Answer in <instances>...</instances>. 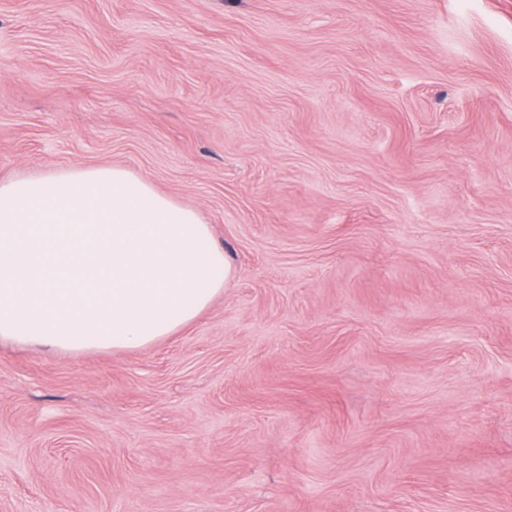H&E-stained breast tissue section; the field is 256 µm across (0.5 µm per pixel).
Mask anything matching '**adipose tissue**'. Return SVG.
I'll list each match as a JSON object with an SVG mask.
<instances>
[{
    "mask_svg": "<svg viewBox=\"0 0 512 512\" xmlns=\"http://www.w3.org/2000/svg\"><path fill=\"white\" fill-rule=\"evenodd\" d=\"M233 276L194 210L123 167L0 179V341L138 349L194 320Z\"/></svg>",
    "mask_w": 512,
    "mask_h": 512,
    "instance_id": "ef3b65f1",
    "label": "adipose tissue"
}]
</instances>
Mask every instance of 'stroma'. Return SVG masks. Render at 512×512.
Instances as JSON below:
<instances>
[{
	"label": "stroma",
	"mask_w": 512,
	"mask_h": 512,
	"mask_svg": "<svg viewBox=\"0 0 512 512\" xmlns=\"http://www.w3.org/2000/svg\"><path fill=\"white\" fill-rule=\"evenodd\" d=\"M70 164L235 273L0 344V512H512V0H0V178Z\"/></svg>",
	"instance_id": "1"
}]
</instances>
